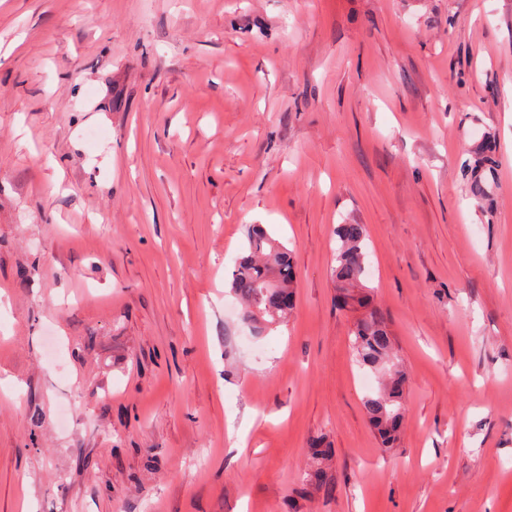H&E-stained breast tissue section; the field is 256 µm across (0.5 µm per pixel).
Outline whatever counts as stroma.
Segmentation results:
<instances>
[{"instance_id":"stroma-1","label":"stroma","mask_w":512,"mask_h":512,"mask_svg":"<svg viewBox=\"0 0 512 512\" xmlns=\"http://www.w3.org/2000/svg\"><path fill=\"white\" fill-rule=\"evenodd\" d=\"M252 224L298 270L268 328L224 313ZM0 512H512V0H0ZM336 265L333 281L342 307L363 309L352 330V348L360 369L381 375L380 388L365 396L363 406L381 448L397 444L404 420L407 377L395 363L393 338L378 309L371 306L365 283L367 231L362 224H340L336 229ZM311 454L315 461L314 470L308 474L306 481L319 489L326 484L327 473L330 470V462L332 460L329 451L326 448H320V444L315 442L312 444Z\"/></svg>"}]
</instances>
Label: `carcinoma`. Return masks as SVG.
Returning <instances> with one entry per match:
<instances>
[{
	"label": "carcinoma",
	"mask_w": 512,
	"mask_h": 512,
	"mask_svg": "<svg viewBox=\"0 0 512 512\" xmlns=\"http://www.w3.org/2000/svg\"><path fill=\"white\" fill-rule=\"evenodd\" d=\"M336 265L333 281L342 307L361 309L352 330L356 363L381 375L377 392L365 396L363 406L381 448L397 444L404 420L407 377L395 363L393 338L378 309L371 306L365 283L367 231L363 224H340L336 229ZM297 271L289 250L260 224L249 230L244 254L232 275L231 289L243 305L244 318L263 326L284 322L295 306ZM314 470L307 482L319 489L326 484L331 455L315 442Z\"/></svg>",
	"instance_id": "carcinoma-1"
}]
</instances>
